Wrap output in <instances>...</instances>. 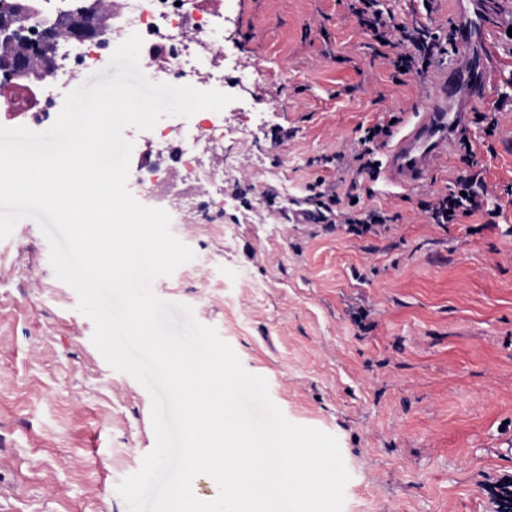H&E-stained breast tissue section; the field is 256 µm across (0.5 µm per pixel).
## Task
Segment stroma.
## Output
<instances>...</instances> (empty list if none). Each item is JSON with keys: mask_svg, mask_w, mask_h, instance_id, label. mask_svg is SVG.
I'll use <instances>...</instances> for the list:
<instances>
[{"mask_svg": "<svg viewBox=\"0 0 512 512\" xmlns=\"http://www.w3.org/2000/svg\"><path fill=\"white\" fill-rule=\"evenodd\" d=\"M432 29L453 0H380ZM224 46L240 70L224 124L244 129L221 193L192 195L172 225L193 261L153 284L192 307L242 366L268 382L291 422L334 435L350 479L343 512H498L512 479V110L489 136L479 111L428 183L402 190L334 167L359 126L406 122L427 81L396 79L347 17V0H221ZM263 108L255 120L249 106ZM478 176L489 212L430 223L423 207ZM341 198L326 221L317 179ZM356 204L388 224L348 233ZM38 223L0 240V512H127L116 488L156 444L149 392L111 368L94 324L59 280Z\"/></svg>", "mask_w": 512, "mask_h": 512, "instance_id": "1", "label": "stroma"}]
</instances>
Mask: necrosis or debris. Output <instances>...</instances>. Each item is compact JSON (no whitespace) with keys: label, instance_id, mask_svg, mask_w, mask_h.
Returning a JSON list of instances; mask_svg holds the SVG:
<instances>
[{"label":"necrosis or debris","instance_id":"necrosis-or-debris-1","mask_svg":"<svg viewBox=\"0 0 512 512\" xmlns=\"http://www.w3.org/2000/svg\"><path fill=\"white\" fill-rule=\"evenodd\" d=\"M199 3L200 0H120L116 26L120 32H135L142 37L141 52L151 74L182 80L202 73L210 88L220 90L224 87V73L214 69L213 63L225 55L224 39L219 24L203 15ZM104 49L96 39L62 45L48 65L49 75L69 76L96 65L101 62ZM57 116L56 102L42 81L11 82L7 94L0 99V117L7 120L39 126ZM240 136V130L225 127L218 116L204 126L188 125L181 134L159 131L150 150L151 162L136 168V183L156 207L167 208L179 193L168 175L185 165L196 142L206 143L230 164L234 161L230 145Z\"/></svg>","mask_w":512,"mask_h":512}]
</instances>
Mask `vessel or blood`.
Instances as JSON below:
<instances>
[{
    "mask_svg": "<svg viewBox=\"0 0 512 512\" xmlns=\"http://www.w3.org/2000/svg\"><path fill=\"white\" fill-rule=\"evenodd\" d=\"M448 38L453 56L431 74L425 105L385 147L381 174L392 185L405 188L425 182L447 157L454 136L466 128L464 99L484 103L499 85L500 67L487 65L496 34L488 21L486 0H456Z\"/></svg>",
    "mask_w": 512,
    "mask_h": 512,
    "instance_id": "b4317fda",
    "label": "vessel or blood"
}]
</instances>
